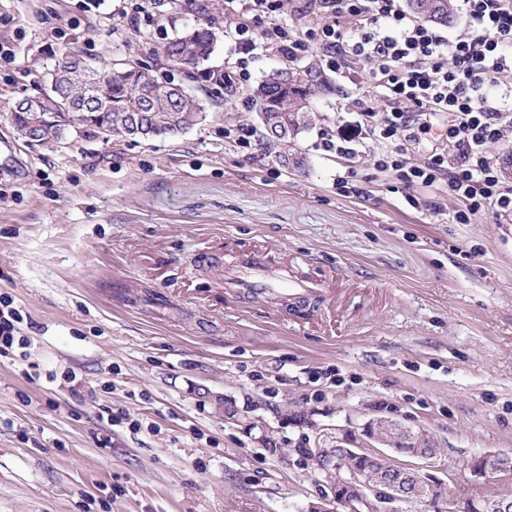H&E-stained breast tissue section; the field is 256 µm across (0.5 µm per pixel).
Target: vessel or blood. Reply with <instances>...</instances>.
<instances>
[{
	"label": "vessel or blood",
	"mask_w": 512,
	"mask_h": 512,
	"mask_svg": "<svg viewBox=\"0 0 512 512\" xmlns=\"http://www.w3.org/2000/svg\"><path fill=\"white\" fill-rule=\"evenodd\" d=\"M224 289L237 297L305 304L322 299L327 291L325 284L300 276L292 266L254 250L237 254L225 265Z\"/></svg>",
	"instance_id": "vessel-or-blood-1"
}]
</instances>
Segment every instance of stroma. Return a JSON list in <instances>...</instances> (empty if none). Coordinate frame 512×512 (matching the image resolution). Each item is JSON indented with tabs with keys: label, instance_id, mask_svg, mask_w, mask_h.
Listing matches in <instances>:
<instances>
[{
	"label": "stroma",
	"instance_id": "35a3bbf8",
	"mask_svg": "<svg viewBox=\"0 0 512 512\" xmlns=\"http://www.w3.org/2000/svg\"><path fill=\"white\" fill-rule=\"evenodd\" d=\"M176 2L131 28L116 0H0L17 157L0 171V294L27 316L24 353L0 357V512H305L329 492L309 452L372 451L379 417L440 450L439 502L395 512L512 495V474L472 472L512 455V218L455 223L444 185L410 206L371 140L324 151L321 130L350 133V86L314 101L301 167L275 161L254 102L201 80L206 119L174 139L18 138L6 107L59 50L167 73L160 48L196 12ZM251 249L294 259L326 299L296 315L227 297L224 266ZM488 471L499 473H512V458L510 456L486 455L478 458L472 467L476 475H483Z\"/></svg>",
	"mask_w": 512,
	"mask_h": 512
}]
</instances>
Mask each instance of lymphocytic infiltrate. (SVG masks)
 Segmentation results:
<instances>
[{
    "label": "lymphocytic infiltrate",
    "instance_id": "obj_1",
    "mask_svg": "<svg viewBox=\"0 0 512 512\" xmlns=\"http://www.w3.org/2000/svg\"><path fill=\"white\" fill-rule=\"evenodd\" d=\"M283 2L224 0V31L234 38L220 74L226 93L248 88L258 52L293 61L318 48L321 66L354 85L356 125L372 136L378 168L404 192L446 183L461 203L459 224L482 211L512 213V187L486 151L512 133V107L497 99L499 90L512 92V0H460L465 33L453 42L401 0H291L287 19ZM311 17L318 26H307ZM362 79L367 89H359ZM376 98L382 109L373 108ZM438 115L448 119L443 140L413 163L411 127L428 132Z\"/></svg>",
    "mask_w": 512,
    "mask_h": 512
}]
</instances>
